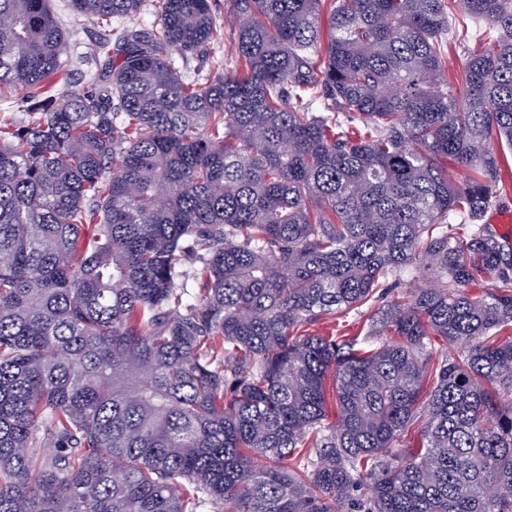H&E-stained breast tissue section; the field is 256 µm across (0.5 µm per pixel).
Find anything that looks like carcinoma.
I'll list each match as a JSON object with an SVG mask.
<instances>
[{
    "instance_id": "1",
    "label": "carcinoma",
    "mask_w": 512,
    "mask_h": 512,
    "mask_svg": "<svg viewBox=\"0 0 512 512\" xmlns=\"http://www.w3.org/2000/svg\"><path fill=\"white\" fill-rule=\"evenodd\" d=\"M144 2L71 0L89 93L0 0V512H512V0H229L197 79L210 0ZM412 264L381 340L310 331ZM210 1L216 18L221 25L219 39L208 51L188 56V59L184 62V70L191 76L214 74L217 71L218 62L220 65L223 64L224 68L225 63L229 64L234 57L231 51L234 40L233 31L226 19L229 0ZM498 165L499 178L497 189L499 194V200L497 201L495 206L487 210V212L482 217L481 223L489 224L487 220L494 210L510 208L509 210L501 212L498 215H496V219L494 222L497 224H491V226L497 231L499 236L500 232L502 235L506 236V241L508 245H510L512 237V150L507 146H504L499 151ZM498 225L500 227V232ZM509 247H512V244Z\"/></svg>"
}]
</instances>
